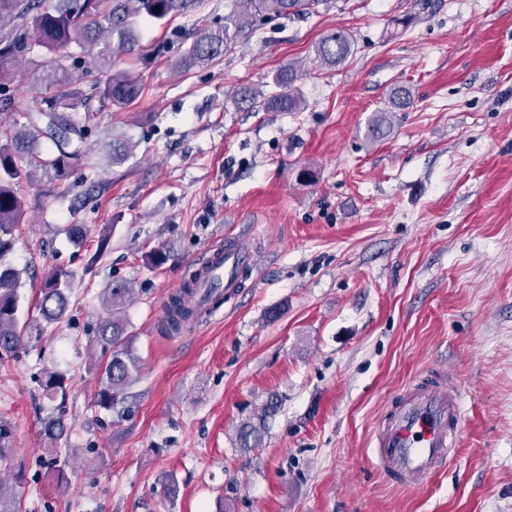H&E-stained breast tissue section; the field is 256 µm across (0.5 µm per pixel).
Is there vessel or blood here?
I'll list each match as a JSON object with an SVG mask.
<instances>
[{"label": "vessel or blood", "mask_w": 512, "mask_h": 512, "mask_svg": "<svg viewBox=\"0 0 512 512\" xmlns=\"http://www.w3.org/2000/svg\"><path fill=\"white\" fill-rule=\"evenodd\" d=\"M256 268L254 252L230 238L207 252L202 278L219 280L230 293L244 271ZM463 425L461 393L449 387L446 374H438L394 399L376 430L375 457L392 481L429 480L446 464Z\"/></svg>", "instance_id": "1"}]
</instances>
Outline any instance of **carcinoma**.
Segmentation results:
<instances>
[{"instance_id": "carcinoma-1", "label": "carcinoma", "mask_w": 512, "mask_h": 512, "mask_svg": "<svg viewBox=\"0 0 512 512\" xmlns=\"http://www.w3.org/2000/svg\"><path fill=\"white\" fill-rule=\"evenodd\" d=\"M197 0H0V60L19 59L33 48L45 50L41 83L57 91L54 96H21L11 77L0 72V364L15 359L21 349L42 335V325L34 319L21 320L20 293L25 271L7 262L11 241L5 235L22 221L25 191L42 173L52 181L67 179L74 164L86 151L91 117L108 109L129 106L141 92L138 80L126 71L112 68V56L131 54L137 43L134 28L140 19L161 21L171 14L187 12ZM320 0H235V8L224 16V24L199 29L189 49L173 67L188 70L217 61L239 42L246 30L266 16H288L308 10ZM92 46L89 62L81 77L73 79L57 63V54L71 45ZM354 41L343 31L324 37L316 47V57L336 68L352 53ZM300 69L294 63L280 68L273 84L281 91L270 96L247 91L241 102L266 111L300 112L305 101L294 83ZM410 90L400 86L390 90L387 105L376 110L368 121V135L383 139L391 131L389 112L410 103ZM46 139L54 152L43 155L40 140ZM72 274L63 269L46 273L40 285L39 312L47 321L59 320L66 312ZM200 276L185 283L166 306L169 331H177L199 314L193 302ZM133 288L115 281L105 290L107 317L99 324L92 343L109 354L101 371L97 406L110 411L122 403L124 391L140 371L139 359L131 351L125 310ZM41 398L57 403V415L42 421L43 435L56 440L64 432L62 419L67 389L59 374L45 371L37 381ZM275 404L265 405L257 414L240 423V448L262 445L266 418ZM13 454L11 426L0 421V463ZM15 487L0 480V512H19Z\"/></svg>"}]
</instances>
